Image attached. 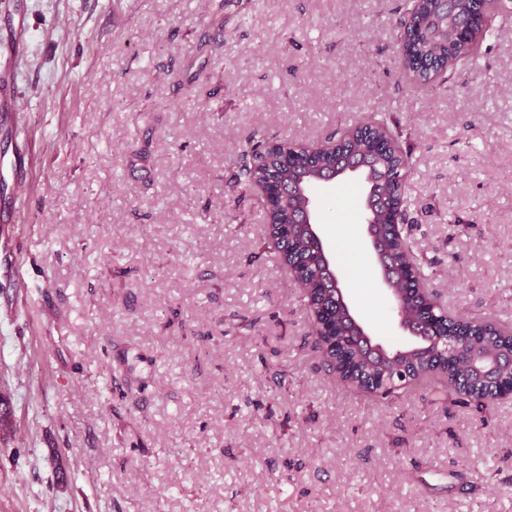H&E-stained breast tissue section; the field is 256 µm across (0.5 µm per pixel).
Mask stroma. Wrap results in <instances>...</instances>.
Instances as JSON below:
<instances>
[{
    "mask_svg": "<svg viewBox=\"0 0 512 512\" xmlns=\"http://www.w3.org/2000/svg\"><path fill=\"white\" fill-rule=\"evenodd\" d=\"M24 11L29 51L7 38ZM406 0H0L35 155L0 233V512H512V399L340 383L257 195L252 142L366 120L409 155L408 236L450 313L512 323V16L414 86ZM320 232L371 333L404 344L358 218Z\"/></svg>",
    "mask_w": 512,
    "mask_h": 512,
    "instance_id": "stroma-1",
    "label": "stroma"
}]
</instances>
